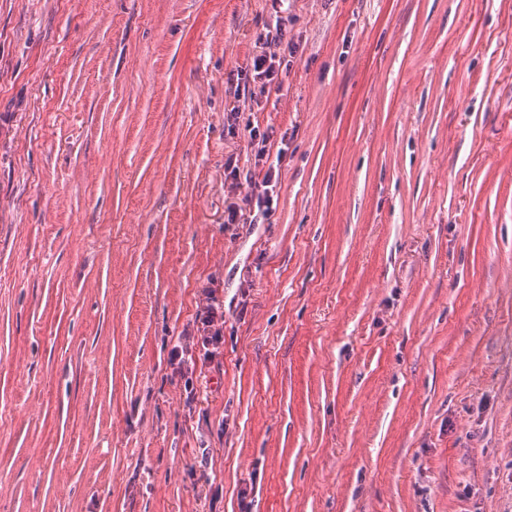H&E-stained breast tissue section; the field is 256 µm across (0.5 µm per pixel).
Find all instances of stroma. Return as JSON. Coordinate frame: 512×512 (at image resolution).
I'll return each instance as SVG.
<instances>
[{"instance_id": "stroma-1", "label": "stroma", "mask_w": 512, "mask_h": 512, "mask_svg": "<svg viewBox=\"0 0 512 512\" xmlns=\"http://www.w3.org/2000/svg\"><path fill=\"white\" fill-rule=\"evenodd\" d=\"M284 8L232 126L268 0H0V512H512V0ZM286 0H269L275 26L269 29L265 36H258L254 42V51L251 58V64L248 70L237 72V85L240 80H244V91L247 90V97L243 95V104L248 107L252 105L260 106L262 99L265 103L269 101L272 94L278 95L282 89L281 66L286 61V52L292 55L295 52V46L288 42V17L281 15L282 7ZM244 76V77H242ZM250 81L253 89H249ZM249 99V104H248ZM239 160L237 156L230 155L227 157L226 161L224 162V175H225V181L226 180H232L230 183V193L233 195V197H227L225 198L224 203L227 201V206L224 209V221L228 224H247V220L250 215H247L246 208L241 206L236 201H229L231 199H238L234 198V195L236 194V190L239 188L238 185V177H240V167L238 165ZM273 169L274 166L269 164L261 182H257L255 180L250 182L251 191L242 199V202L246 206H249V213L251 212L252 207H254V209L257 208L258 211L262 209L268 210L269 202L273 201V188L276 186L275 184H272L274 177ZM216 280L210 278L199 289L202 299L194 322L195 330L178 336L177 344L169 354V362L175 374L185 379L187 405L195 400L197 392L193 384V375L197 370V361L201 362L198 377L206 378L205 369L216 363L221 364L224 346V304L217 296ZM196 331V334H195ZM199 354L196 355V351ZM203 374V375H202ZM196 378V379H197Z\"/></svg>"}]
</instances>
